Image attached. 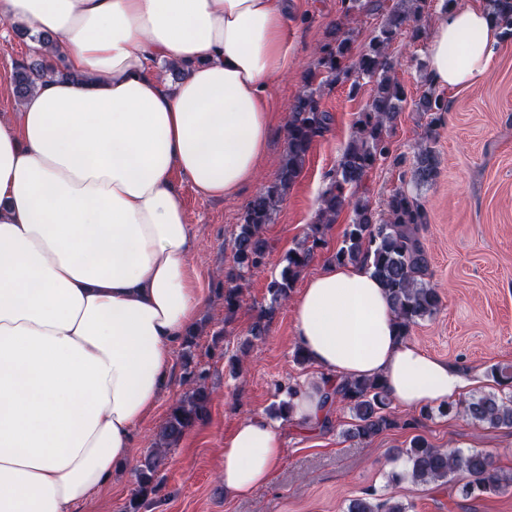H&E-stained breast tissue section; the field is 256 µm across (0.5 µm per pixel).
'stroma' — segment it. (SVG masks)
<instances>
[{
    "mask_svg": "<svg viewBox=\"0 0 512 512\" xmlns=\"http://www.w3.org/2000/svg\"><path fill=\"white\" fill-rule=\"evenodd\" d=\"M343 8L342 0H290V66L272 91V128L257 186L242 189L233 199L214 200L178 182L194 235L191 265L207 295L196 343L189 352L183 345L174 347L167 387L154 411L134 428V461L119 468L111 484L76 512H126L137 487V459L150 452L155 433L189 387L184 367L188 359L207 374L212 391L209 415L171 451L160 472V489L141 512H346L349 500L368 489L408 504L409 512H512V491L465 498L451 485L389 480L398 467L396 449L417 434L439 448L492 453L504 471L512 472V428L483 427L460 414L424 418L419 410L397 405L392 411L398 426L368 444L346 437L352 419L340 406L331 407L326 429L283 422L284 456L269 483L246 499L224 495L220 473L225 435L246 417L270 414L286 398L282 385L303 384L316 374L311 363L295 359L294 300L279 304L264 339L251 340L250 330L260 307L270 301L268 282L309 230L328 175L370 99L371 79L361 78L354 95L348 85L324 84L321 104L333 120L314 143L274 221L266 225V261L261 272L243 281L242 303L232 321L224 319L220 294L224 274L233 264V239L245 206L258 187L275 178L287 146L291 105L304 91V73L315 66L316 49L329 39ZM392 53L404 60L394 77L404 86L407 100L389 130L392 158L367 173L359 193L376 211H383L388 196L402 185V169L394 157L412 158L416 144L433 137L440 174L412 192L428 211L429 222L419 235L430 256L427 279L437 288L441 307L432 318L413 325L408 339L428 354L478 375L477 392H493L497 385L490 368L512 366V38L500 41L480 81L440 89L448 113L433 131L415 107L428 88L426 43L405 34L393 44ZM29 54L28 40L10 30L0 32V113L19 108L13 74ZM243 349L247 363L230 375L227 361Z\"/></svg>",
    "mask_w": 512,
    "mask_h": 512,
    "instance_id": "35a3bbf8",
    "label": "stroma"
}]
</instances>
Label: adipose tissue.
Returning <instances> with one entry per match:
<instances>
[{"instance_id":"1","label":"adipose tissue","mask_w":512,"mask_h":512,"mask_svg":"<svg viewBox=\"0 0 512 512\" xmlns=\"http://www.w3.org/2000/svg\"><path fill=\"white\" fill-rule=\"evenodd\" d=\"M17 22L51 35L33 52L74 78L47 75L17 119L0 118V512H75L131 459L206 303L174 179L211 199L254 183L290 12L288 0H0V27ZM498 42L485 7L441 12L433 83L476 82ZM295 324L317 371L295 401L310 424L330 378H380L408 409L477 383L398 335L363 264L310 276ZM283 455L277 424L241 421L224 439L225 497L267 484Z\"/></svg>"}]
</instances>
